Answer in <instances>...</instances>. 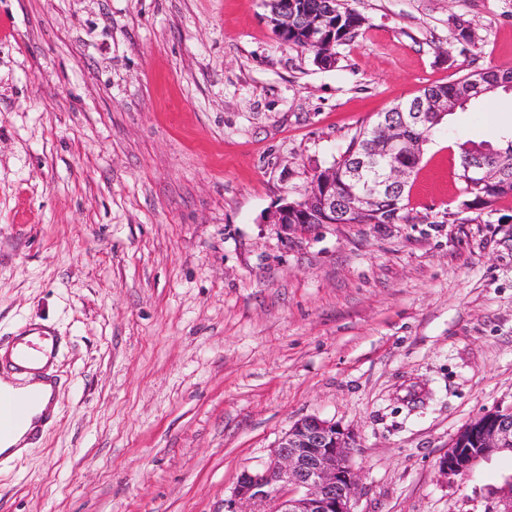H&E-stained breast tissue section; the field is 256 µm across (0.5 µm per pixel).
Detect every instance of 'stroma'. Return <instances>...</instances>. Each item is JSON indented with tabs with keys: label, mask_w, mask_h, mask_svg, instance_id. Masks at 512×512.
I'll list each match as a JSON object with an SVG mask.
<instances>
[{
	"label": "stroma",
	"mask_w": 512,
	"mask_h": 512,
	"mask_svg": "<svg viewBox=\"0 0 512 512\" xmlns=\"http://www.w3.org/2000/svg\"><path fill=\"white\" fill-rule=\"evenodd\" d=\"M346 4L366 22L323 69L262 0H0V347L58 340L0 512H225L307 416L354 433V512H491L511 454L438 461L512 405V196L472 219L456 177L512 97L431 134L413 223L268 216L393 104L512 67V0Z\"/></svg>",
	"instance_id": "1"
}]
</instances>
